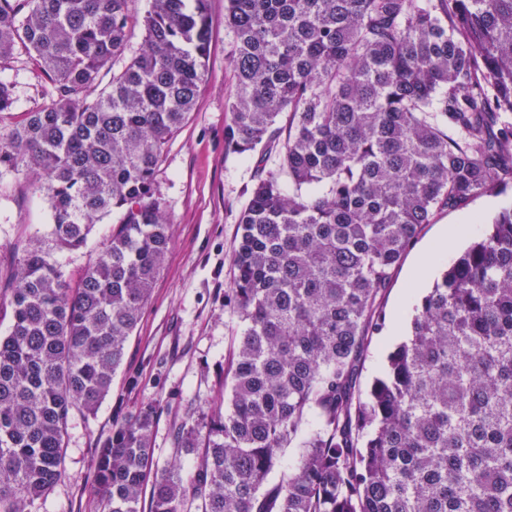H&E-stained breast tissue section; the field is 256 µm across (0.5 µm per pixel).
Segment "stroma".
Here are the masks:
<instances>
[{
    "label": "stroma",
    "mask_w": 512,
    "mask_h": 512,
    "mask_svg": "<svg viewBox=\"0 0 512 512\" xmlns=\"http://www.w3.org/2000/svg\"><path fill=\"white\" fill-rule=\"evenodd\" d=\"M225 0H208L210 41L208 78L196 106L167 144L158 176V191L170 221L171 243L110 394L94 415L72 412L68 422L67 476L43 502L40 512H94L93 462L113 423L134 405L158 406L154 457L167 465L174 457L172 429L190 407H209L224 375V356L244 324L224 295L231 286L230 259L238 241V218L250 199L258 170L279 165L278 153L265 159L224 147L229 118L225 102L235 89L229 56L233 33L224 24ZM0 81L14 88L11 109L0 112V132L8 133L26 113L50 103L53 86L35 61L17 50L0 62ZM512 208V179L495 194L471 199L459 209L445 210L425 225L395 271L383 307L386 323L371 338L359 378L361 390L384 375L387 357L399 344L396 321H410L415 310L402 299L419 258L433 249L446 228L475 219L489 223ZM113 211L93 228L74 251L59 250L52 236L50 207L33 172L0 167V335L11 325L4 305L14 281L12 270L23 251L37 244L50 250L65 277H77L104 249L120 220Z\"/></svg>",
    "instance_id": "35a3bbf8"
}]
</instances>
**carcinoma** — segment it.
<instances>
[{"label": "carcinoma", "instance_id": "1", "mask_svg": "<svg viewBox=\"0 0 512 512\" xmlns=\"http://www.w3.org/2000/svg\"><path fill=\"white\" fill-rule=\"evenodd\" d=\"M0 0V61L24 48L53 84L0 135L36 172L56 245L119 229L70 283L28 248L0 336V512H39L65 476L73 410L112 390L170 244L156 182L206 77L207 0ZM235 90L224 145L280 165L238 219L227 302L246 324L224 410L174 429L126 411L94 460L95 512H512V209L421 299L366 397L382 297L422 227L512 179V0H226ZM139 51L119 70L133 27ZM296 468L268 485L279 452Z\"/></svg>", "mask_w": 512, "mask_h": 512}]
</instances>
